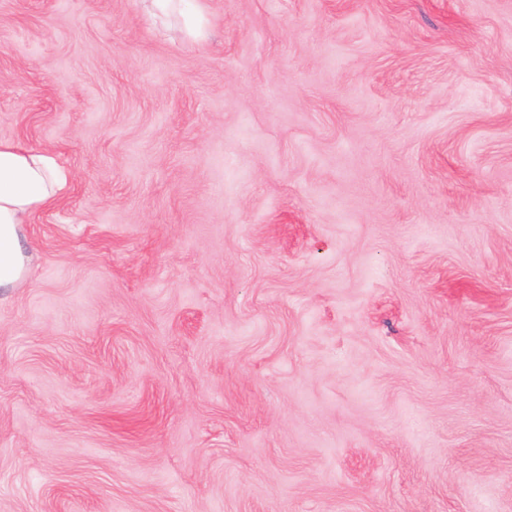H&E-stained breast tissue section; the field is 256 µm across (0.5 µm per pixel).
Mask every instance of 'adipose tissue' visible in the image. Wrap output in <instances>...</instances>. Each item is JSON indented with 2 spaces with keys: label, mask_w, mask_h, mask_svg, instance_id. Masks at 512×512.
Listing matches in <instances>:
<instances>
[{
  "label": "adipose tissue",
  "mask_w": 512,
  "mask_h": 512,
  "mask_svg": "<svg viewBox=\"0 0 512 512\" xmlns=\"http://www.w3.org/2000/svg\"><path fill=\"white\" fill-rule=\"evenodd\" d=\"M68 184L69 173L53 153L0 140V288L24 279L30 262L24 226L63 198Z\"/></svg>",
  "instance_id": "adipose-tissue-1"
}]
</instances>
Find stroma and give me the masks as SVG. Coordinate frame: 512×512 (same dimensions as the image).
<instances>
[{"mask_svg":"<svg viewBox=\"0 0 512 512\" xmlns=\"http://www.w3.org/2000/svg\"><path fill=\"white\" fill-rule=\"evenodd\" d=\"M198 6L0 0V512H512V0ZM68 184L69 173L53 153L0 140V288L24 279L30 262L24 225L63 198Z\"/></svg>","mask_w":512,"mask_h":512,"instance_id":"35a3bbf8","label":"stroma"}]
</instances>
